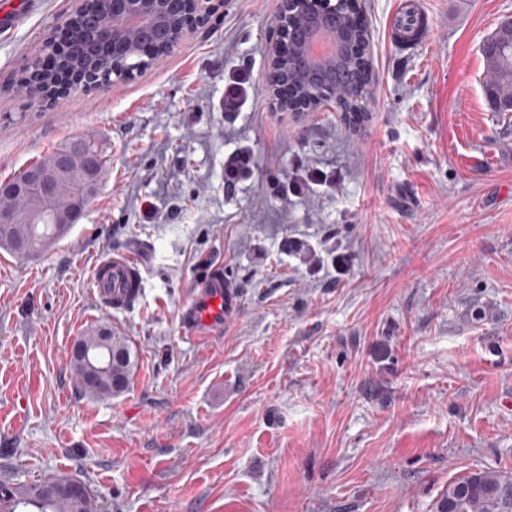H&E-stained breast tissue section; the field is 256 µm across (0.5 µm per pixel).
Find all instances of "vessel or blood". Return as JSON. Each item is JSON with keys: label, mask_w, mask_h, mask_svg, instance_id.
I'll return each mask as SVG.
<instances>
[{"label": "vessel or blood", "mask_w": 512, "mask_h": 512, "mask_svg": "<svg viewBox=\"0 0 512 512\" xmlns=\"http://www.w3.org/2000/svg\"><path fill=\"white\" fill-rule=\"evenodd\" d=\"M431 27L429 15L404 0L391 28V40L401 48H410ZM91 293L98 306L107 310L126 308L141 292L137 259L129 253L109 255L90 275ZM235 298L223 275L215 267L197 266L193 290L180 306V322L194 337L220 333L235 312Z\"/></svg>", "instance_id": "1"}]
</instances>
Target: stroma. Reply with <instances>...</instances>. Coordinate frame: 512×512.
<instances>
[{
	"instance_id": "35a3bbf8",
	"label": "stroma",
	"mask_w": 512,
	"mask_h": 512,
	"mask_svg": "<svg viewBox=\"0 0 512 512\" xmlns=\"http://www.w3.org/2000/svg\"><path fill=\"white\" fill-rule=\"evenodd\" d=\"M359 4L376 84L352 130L332 104L272 111L278 0H228L142 76L51 105L7 85L79 0H0V182L78 135L108 161L64 239L0 249V478L70 476L103 512H437L449 481L512 474V127L481 53L512 0H421L411 50L398 0ZM239 72L254 94L227 115ZM239 149L254 164L229 187ZM116 251L144 287L110 312L89 276ZM203 262L237 311L200 342L178 310ZM102 323L139 362L97 399L70 359ZM429 15L423 13L411 1L402 3L391 28V40L398 47L411 49L426 31L431 28ZM252 153L248 150H237L224 158V182L234 184L251 171Z\"/></svg>"
}]
</instances>
